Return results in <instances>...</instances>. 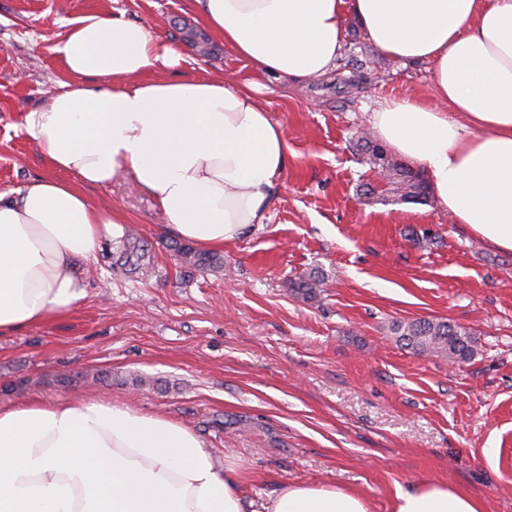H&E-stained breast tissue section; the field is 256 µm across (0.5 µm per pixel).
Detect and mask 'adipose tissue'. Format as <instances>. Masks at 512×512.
Segmentation results:
<instances>
[{
  "label": "adipose tissue",
  "instance_id": "adipose-tissue-1",
  "mask_svg": "<svg viewBox=\"0 0 512 512\" xmlns=\"http://www.w3.org/2000/svg\"><path fill=\"white\" fill-rule=\"evenodd\" d=\"M206 25L258 71L329 73L353 18L384 55L433 67V101L408 93L370 131L421 166L436 204L489 247L512 251V0H194ZM76 85L23 116L51 177L0 192V335L69 313L79 266L124 215L84 190L131 177L174 236L218 251L265 223L288 139L253 94L182 74L172 43L95 14L53 47ZM190 428L99 399L0 406V512H367L363 496L292 485L254 506ZM392 512H482L425 481Z\"/></svg>",
  "mask_w": 512,
  "mask_h": 512
}]
</instances>
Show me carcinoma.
I'll use <instances>...</instances> for the list:
<instances>
[{"instance_id":"carcinoma-1","label":"carcinoma","mask_w":512,"mask_h":512,"mask_svg":"<svg viewBox=\"0 0 512 512\" xmlns=\"http://www.w3.org/2000/svg\"><path fill=\"white\" fill-rule=\"evenodd\" d=\"M356 147L365 154L366 162L384 177L404 202L421 203L428 199V186L420 172L391 155H382L379 145L368 137L357 139ZM324 283L317 271L302 274L293 283L299 294L312 298ZM390 331L404 347L418 354H437L454 362H466L476 354L475 340L467 328L449 321L419 318L396 321Z\"/></svg>"}]
</instances>
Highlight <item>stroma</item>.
<instances>
[{
  "mask_svg": "<svg viewBox=\"0 0 512 512\" xmlns=\"http://www.w3.org/2000/svg\"><path fill=\"white\" fill-rule=\"evenodd\" d=\"M97 13L179 46L183 72L255 87L287 133L288 168L268 221L199 269L132 180L88 189L128 221L103 237L67 316L0 335V406L89 397L167 416L216 465H238L258 504L326 484L392 512L398 489L438 481L512 512V252L435 202L394 201L354 147L384 101L431 98L430 64L384 57L349 18L335 70L290 85L227 50L192 0H0V191L53 176L23 116L76 84L53 46ZM313 269L324 284L305 300L291 282ZM416 318L467 327L477 355L403 347L389 327Z\"/></svg>",
  "mask_w": 512,
  "mask_h": 512,
  "instance_id": "1",
  "label": "stroma"
}]
</instances>
